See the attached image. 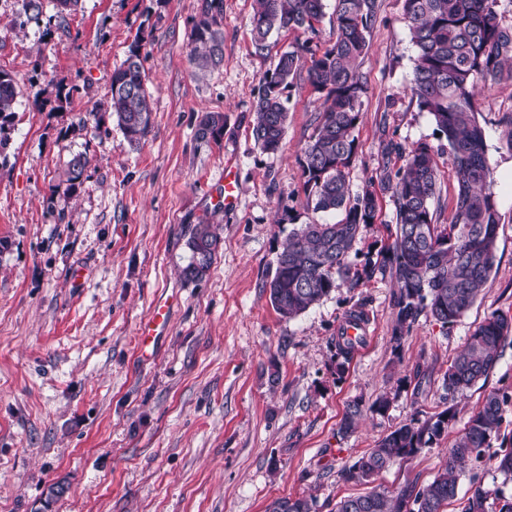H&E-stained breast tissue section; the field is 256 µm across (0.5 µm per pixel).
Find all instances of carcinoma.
Here are the masks:
<instances>
[{
    "label": "carcinoma",
    "instance_id": "1",
    "mask_svg": "<svg viewBox=\"0 0 512 512\" xmlns=\"http://www.w3.org/2000/svg\"><path fill=\"white\" fill-rule=\"evenodd\" d=\"M500 0H404L403 19L416 50L409 92L420 111L428 113L448 143L456 169L458 189L450 222L438 223L434 207L437 169L434 154L419 144L408 154L389 184L396 208V232L382 247L377 263L353 268L350 252L363 227L375 223L373 192L356 195L349 187V169L357 143L355 131L363 112L366 89L359 67L366 54V33L375 17L376 0H336V40L318 54L302 45L283 53L267 72L254 106L252 135L263 153L281 148L288 111L283 91L297 74L303 53L311 54L307 80L324 101L317 125L302 147L303 192L313 210L337 213L333 223L301 224L288 235L276 254L275 272L267 284L272 307L292 318L317 304L336 287V279L356 287L375 271L389 272L398 288L393 340L401 345L422 313L446 326L475 304L496 258L499 224L491 170L485 157V132L476 120L478 88L487 81L512 80V29L502 26ZM251 20L252 42L265 49L269 36L289 29L313 28L322 14V0H256ZM195 44L191 61L200 71L218 67L224 58V0H203L191 32ZM141 41L112 71L110 97L91 115L116 119L125 141L138 145L148 133L146 73ZM19 91L13 77L0 69V156L7 155L5 134ZM195 135L204 141L224 136V115L204 114ZM89 164L85 154L73 156L65 172V191L74 194L83 184ZM220 240L213 225H195L188 241L191 260L184 275L200 279L209 271ZM512 340V316L494 312L469 337L444 374L443 400L474 387L495 366L505 344ZM354 344L336 336V372L342 373L354 353ZM507 397L492 391L469 419L462 435L448 450V462L434 479L419 487L407 482L394 491L373 490L336 502L334 512H444L458 495L461 466L481 456L500 434ZM363 416L353 402L338 433L352 432ZM455 418L448 406L430 418H415L386 435L352 467L349 477L366 483L398 459L431 447ZM492 490L471 481L459 503L460 512H487ZM312 497L274 500L267 512H316Z\"/></svg>",
    "mask_w": 512,
    "mask_h": 512
}]
</instances>
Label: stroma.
Returning a JSON list of instances; mask_svg holds the SVG:
<instances>
[{
    "mask_svg": "<svg viewBox=\"0 0 512 512\" xmlns=\"http://www.w3.org/2000/svg\"><path fill=\"white\" fill-rule=\"evenodd\" d=\"M200 8L201 0H80L62 14L43 0L33 22L23 0H0V68L22 91L0 159V512H41L56 482L67 491L51 512H267L275 499L310 495L319 512H331L374 486L430 482L492 391L509 397L500 436L466 465L459 488L476 478L512 498V476L494 458L512 447L509 344L485 380L455 396L456 416L437 443L373 484L346 475L409 419L441 412L453 358L491 313L512 315V80L479 94L499 213L492 273L463 317L444 327L421 315L397 346L389 274L354 288L337 282L294 318L273 309L267 290L292 229L329 219L308 206L301 167L322 97L299 69L283 94L288 125L273 155L254 145V104L282 53L303 42L321 52L335 41L336 0H323L313 30L273 34L261 52L251 38L255 0H224V62L204 76L190 60ZM138 40L151 127L132 148L116 121L97 127L91 111ZM414 60L403 0H377L348 175L352 192L372 190L378 205L351 253L360 266L394 238L386 176L418 144L431 146L437 162L440 223L454 210L447 142L408 90ZM204 112L223 113L220 141L196 138ZM78 153L90 163L71 196L58 185ZM228 165L238 194L230 208L219 196ZM204 220L220 247L208 274L190 281L187 241ZM164 299L169 324L146 360L137 327ZM359 303L371 340L339 375L334 340ZM384 396L388 408L374 412ZM355 400L365 413L340 435Z\"/></svg>",
    "mask_w": 512,
    "mask_h": 512,
    "instance_id": "obj_1",
    "label": "stroma"
}]
</instances>
